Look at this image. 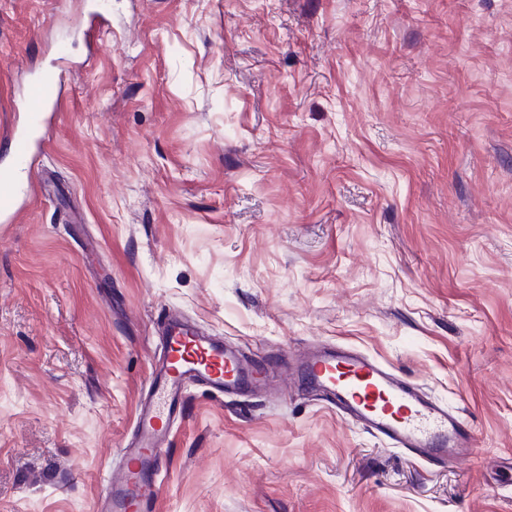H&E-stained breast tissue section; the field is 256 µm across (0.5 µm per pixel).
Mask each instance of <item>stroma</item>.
Here are the masks:
<instances>
[{"label": "stroma", "mask_w": 512, "mask_h": 512, "mask_svg": "<svg viewBox=\"0 0 512 512\" xmlns=\"http://www.w3.org/2000/svg\"><path fill=\"white\" fill-rule=\"evenodd\" d=\"M62 67L0 223V512H95L167 310L267 369L371 354L474 449L198 390L159 512H512V0H0V171ZM62 88V73L44 77L29 88L26 96L17 104V110L34 119L43 118L47 112H56Z\"/></svg>", "instance_id": "obj_1"}]
</instances>
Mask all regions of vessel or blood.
<instances>
[{
	"mask_svg": "<svg viewBox=\"0 0 512 512\" xmlns=\"http://www.w3.org/2000/svg\"><path fill=\"white\" fill-rule=\"evenodd\" d=\"M63 88L62 74L35 82L17 106L34 119L56 112ZM18 211L17 187L0 174V218ZM164 354L154 365L142 402L135 435L123 448L119 476L109 480L99 512H158L162 455L171 428L181 417L191 388L211 394H234L265 384V369L246 364L222 342L203 336L176 314L161 321ZM298 371L350 422L393 442L426 462L468 456L473 430L468 421L430 399L418 385L350 347L301 357Z\"/></svg>",
	"mask_w": 512,
	"mask_h": 512,
	"instance_id": "vessel-or-blood-1",
	"label": "vessel or blood"
}]
</instances>
